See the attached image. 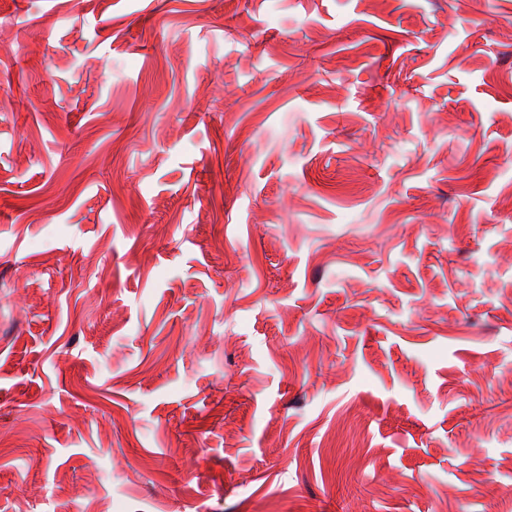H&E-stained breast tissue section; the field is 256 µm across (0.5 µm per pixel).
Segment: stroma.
Masks as SVG:
<instances>
[{
	"mask_svg": "<svg viewBox=\"0 0 512 512\" xmlns=\"http://www.w3.org/2000/svg\"><path fill=\"white\" fill-rule=\"evenodd\" d=\"M0 34V512H512V0Z\"/></svg>",
	"mask_w": 512,
	"mask_h": 512,
	"instance_id": "obj_1",
	"label": "stroma"
}]
</instances>
